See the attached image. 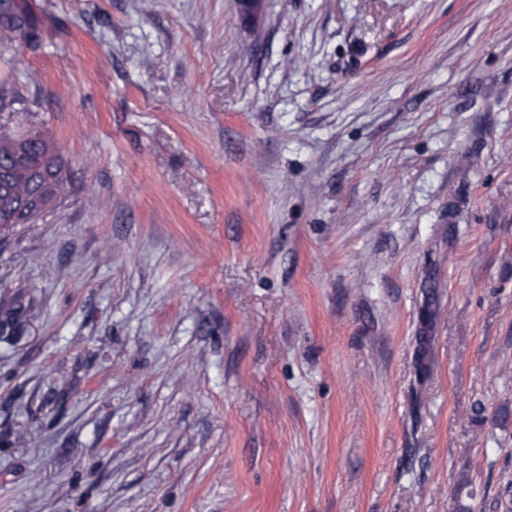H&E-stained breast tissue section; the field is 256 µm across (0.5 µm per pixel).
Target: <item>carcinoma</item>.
Listing matches in <instances>:
<instances>
[{
  "mask_svg": "<svg viewBox=\"0 0 512 512\" xmlns=\"http://www.w3.org/2000/svg\"><path fill=\"white\" fill-rule=\"evenodd\" d=\"M0 29L7 39L30 41L36 35L28 16L12 0H0ZM0 228L31 224L65 189L68 173L60 150L48 139L47 120L0 87ZM431 337H417L415 379L431 375L427 363Z\"/></svg>",
  "mask_w": 512,
  "mask_h": 512,
  "instance_id": "1",
  "label": "carcinoma"
}]
</instances>
